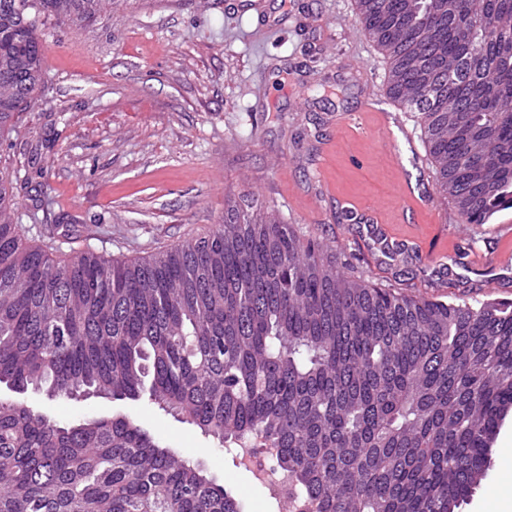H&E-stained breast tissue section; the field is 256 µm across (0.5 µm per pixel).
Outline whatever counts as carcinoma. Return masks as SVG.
<instances>
[{
  "mask_svg": "<svg viewBox=\"0 0 512 512\" xmlns=\"http://www.w3.org/2000/svg\"><path fill=\"white\" fill-rule=\"evenodd\" d=\"M102 0H0V140L41 81V31ZM463 224L512 209V0H356ZM0 168V512H241L127 414L56 419L32 390L143 395L207 437L261 438L317 512H454L512 409V303L416 300L254 201L134 261L27 242Z\"/></svg>",
  "mask_w": 512,
  "mask_h": 512,
  "instance_id": "obj_1",
  "label": "carcinoma"
}]
</instances>
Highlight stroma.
<instances>
[{
  "instance_id": "35a3bbf8",
  "label": "stroma",
  "mask_w": 512,
  "mask_h": 512,
  "mask_svg": "<svg viewBox=\"0 0 512 512\" xmlns=\"http://www.w3.org/2000/svg\"><path fill=\"white\" fill-rule=\"evenodd\" d=\"M388 63L359 31L355 0H128L76 29L51 27L44 71L0 163L15 171L19 222L56 256L134 259L206 236L227 194L275 208L283 223L334 243L350 276L445 302H512V210L458 223L436 192L413 113L387 94ZM48 139L35 167L25 161ZM378 224L418 255L367 233ZM71 419L129 412L164 446L206 469L243 512H282L237 459L148 398L81 403L27 394ZM512 412L485 479L459 512L512 501Z\"/></svg>"
}]
</instances>
